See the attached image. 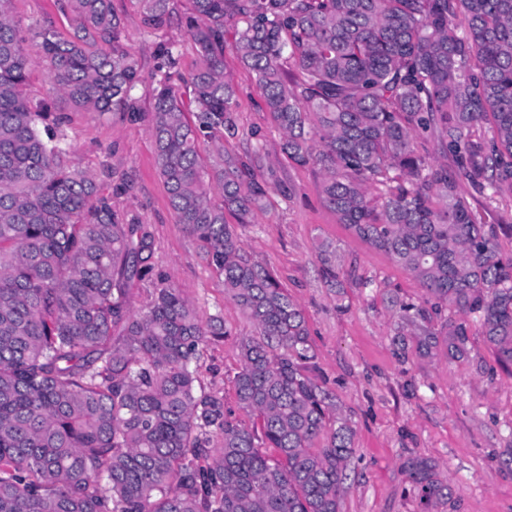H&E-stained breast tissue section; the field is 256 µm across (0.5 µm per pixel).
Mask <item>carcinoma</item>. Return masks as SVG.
Instances as JSON below:
<instances>
[{
	"instance_id": "1",
	"label": "carcinoma",
	"mask_w": 512,
	"mask_h": 512,
	"mask_svg": "<svg viewBox=\"0 0 512 512\" xmlns=\"http://www.w3.org/2000/svg\"><path fill=\"white\" fill-rule=\"evenodd\" d=\"M56 2L74 33H42L51 91L137 118L142 76L112 0ZM134 3L145 29L174 25L197 49L186 77L177 45L158 46L150 129L178 223L256 329L234 377L250 423L196 386L203 348L230 335L222 319L202 324L165 282L131 310L127 285L151 272V240L70 164L65 116L26 97L31 62L13 0H0V512H339L354 429L309 375L304 311L236 233L265 211L267 182L260 147L224 150L239 131L224 51L254 74L280 152L319 169L338 222L433 300L389 296L395 344L409 335L419 356L455 361L475 328L512 365V254L461 189L512 195V0ZM429 137L451 163L430 161L418 144ZM320 256L342 287L330 245ZM405 468L424 505L453 496L434 460Z\"/></svg>"
}]
</instances>
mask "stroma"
<instances>
[{
	"instance_id": "obj_1",
	"label": "stroma",
	"mask_w": 512,
	"mask_h": 512,
	"mask_svg": "<svg viewBox=\"0 0 512 512\" xmlns=\"http://www.w3.org/2000/svg\"><path fill=\"white\" fill-rule=\"evenodd\" d=\"M112 5L124 22V47L143 74L151 73L162 41L177 43L182 74L195 69V47L184 32H148L132 0ZM13 15L32 62L29 99H51L55 112L67 116L63 134L70 162L94 174L111 193L114 208L143 224L152 242L149 277L129 285L135 308L144 307L154 284L163 281L181 290L201 320L223 319L231 334L203 349L198 384L222 398L233 417L245 420L234 388L236 342L254 335L255 328L227 298L222 277L202 259L196 239L176 221L155 164L149 88L140 90L141 112L134 120L79 110L64 95L50 94L41 64L43 27L53 25L59 37L69 38L70 17L57 11L55 0H14ZM224 71L238 90L239 117V134L224 147L237 152L259 136L271 199L258 223L239 226L237 233L245 251L272 269L303 309L319 373L354 429L341 512H427L404 472L412 456L437 461L454 488L453 497L434 512H512V367L501 366L477 334L461 361L431 360L411 351L398 355L392 343L397 317L387 296L422 304L424 289L389 256L339 224L323 200L318 169L288 163L252 73L232 52L224 54ZM461 187L484 221L498 225L500 250L511 254L512 199H487L466 181ZM322 241L335 247L344 265L342 288L330 287L322 277Z\"/></svg>"
}]
</instances>
